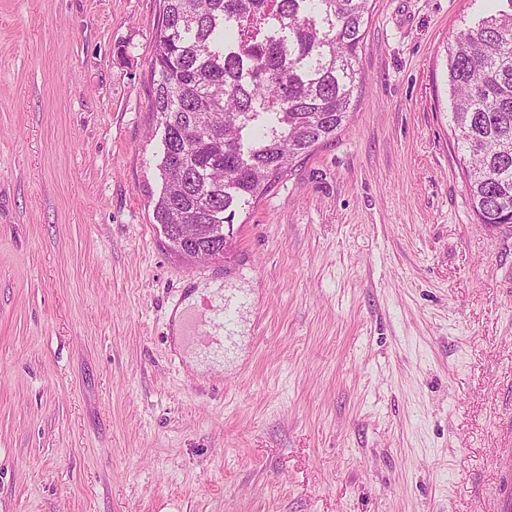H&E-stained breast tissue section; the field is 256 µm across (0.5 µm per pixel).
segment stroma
I'll return each mask as SVG.
<instances>
[{"instance_id":"stroma-1","label":"stroma","mask_w":512,"mask_h":512,"mask_svg":"<svg viewBox=\"0 0 512 512\" xmlns=\"http://www.w3.org/2000/svg\"><path fill=\"white\" fill-rule=\"evenodd\" d=\"M492 0H373L336 139L189 266L153 218L159 0H0V512H499L512 228L444 81ZM241 299L221 364L170 313ZM221 293L222 290H219V284H211L210 286L199 284L194 291L189 293L183 304L174 313L173 317V331L176 334V339L178 342L182 340L181 334L184 329L185 320L187 321L188 316L194 310V308H197L201 305V297L213 296L214 301L219 302L221 300Z\"/></svg>"}]
</instances>
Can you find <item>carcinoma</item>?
Here are the masks:
<instances>
[{
  "mask_svg": "<svg viewBox=\"0 0 512 512\" xmlns=\"http://www.w3.org/2000/svg\"><path fill=\"white\" fill-rule=\"evenodd\" d=\"M370 0H162L150 110L164 129L154 221L180 251L224 225L349 121ZM459 166L479 223L512 221V10L447 46Z\"/></svg>",
  "mask_w": 512,
  "mask_h": 512,
  "instance_id": "obj_1",
  "label": "carcinoma"
}]
</instances>
